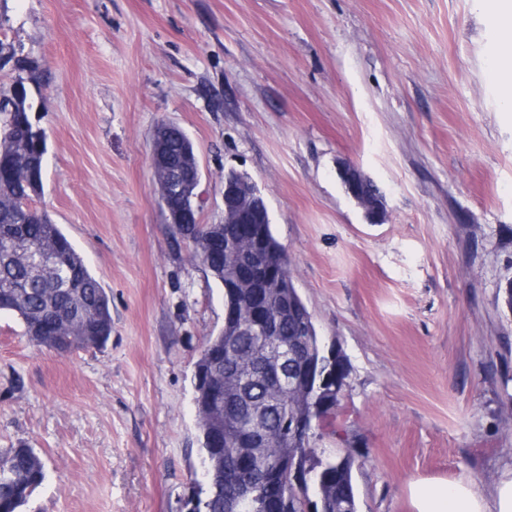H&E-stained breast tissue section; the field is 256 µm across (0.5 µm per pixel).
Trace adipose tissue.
Here are the masks:
<instances>
[{
  "label": "adipose tissue",
  "instance_id": "ef3b65f1",
  "mask_svg": "<svg viewBox=\"0 0 512 512\" xmlns=\"http://www.w3.org/2000/svg\"><path fill=\"white\" fill-rule=\"evenodd\" d=\"M412 512H512V466L490 488L471 480L422 477L410 481Z\"/></svg>",
  "mask_w": 512,
  "mask_h": 512
}]
</instances>
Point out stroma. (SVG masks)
Segmentation results:
<instances>
[{"instance_id":"stroma-1","label":"stroma","mask_w":512,"mask_h":512,"mask_svg":"<svg viewBox=\"0 0 512 512\" xmlns=\"http://www.w3.org/2000/svg\"><path fill=\"white\" fill-rule=\"evenodd\" d=\"M488 0H0L35 67L37 208L112 298L105 348L32 347L0 313V448L46 477L24 512H187L202 479L196 362L224 290L176 241L151 137L190 138L204 224L249 176L293 284L351 374L337 416L358 512H411L419 477L491 485L512 465V112ZM355 165L385 197L370 223Z\"/></svg>"}]
</instances>
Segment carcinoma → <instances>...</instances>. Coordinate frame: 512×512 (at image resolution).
I'll return each instance as SVG.
<instances>
[{"mask_svg": "<svg viewBox=\"0 0 512 512\" xmlns=\"http://www.w3.org/2000/svg\"><path fill=\"white\" fill-rule=\"evenodd\" d=\"M45 156L39 138L33 134L25 112H0V311L17 316L24 335L37 348L68 355L84 348H103L112 336V298L91 274L83 258L55 224L47 211L23 206L31 202L33 176L43 177ZM181 238H192L191 258L218 270L232 258L250 259L249 240L236 224L224 225L221 239L198 248L211 233L208 226L173 225ZM267 263L282 266V276L292 278L290 264H282V245L269 224L264 225ZM276 305H269L265 321L275 324L276 337L298 338L299 320L277 317ZM273 337L255 329L236 336L230 350L224 337H210L196 363L195 399L205 414L198 419L200 452L206 465L207 488L192 501L196 512H228L243 495L252 494L249 512H285L271 502L270 484L277 478L299 473L308 483L314 512H358L354 470L356 453L341 430L336 429L340 448L328 453L317 447L324 420L339 409L344 393L335 383L290 388L282 408L267 415L261 427L259 446L240 451L236 439L254 426L252 404L265 399V375L250 379L244 398L230 403L224 399L220 379L231 360L253 359L261 370L263 352ZM236 415V427L224 432V413ZM300 414L312 425L302 440L288 439V416ZM45 480L44 465L26 445L0 449V512H22L32 494Z\"/></svg>", "mask_w": 512, "mask_h": 512, "instance_id": "carcinoma-1", "label": "carcinoma"}]
</instances>
